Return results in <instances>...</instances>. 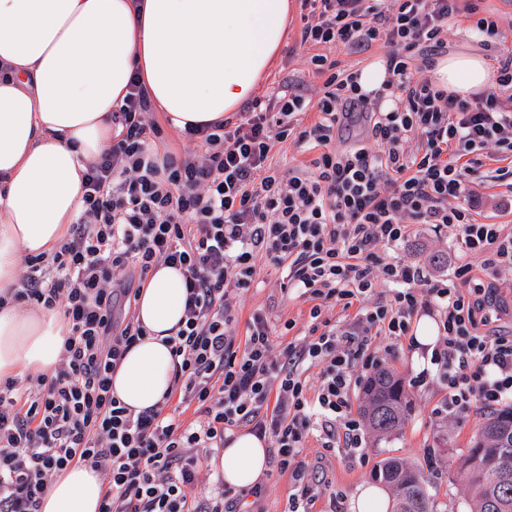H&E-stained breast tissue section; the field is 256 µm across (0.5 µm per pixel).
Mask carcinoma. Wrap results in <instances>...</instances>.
Segmentation results:
<instances>
[{
    "mask_svg": "<svg viewBox=\"0 0 512 512\" xmlns=\"http://www.w3.org/2000/svg\"><path fill=\"white\" fill-rule=\"evenodd\" d=\"M412 403L404 380L389 367H381L364 389L363 418L380 439L400 434ZM464 480L470 512H512V406L487 418L470 441L466 455L448 460ZM375 478L394 494L390 512H436L430 480L405 460L382 459Z\"/></svg>",
    "mask_w": 512,
    "mask_h": 512,
    "instance_id": "obj_1",
    "label": "carcinoma"
}]
</instances>
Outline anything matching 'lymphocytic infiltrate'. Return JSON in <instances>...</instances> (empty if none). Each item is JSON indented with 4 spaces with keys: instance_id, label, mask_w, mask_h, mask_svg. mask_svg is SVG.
I'll return each mask as SVG.
<instances>
[{
    "instance_id": "1",
    "label": "lymphocytic infiltrate",
    "mask_w": 512,
    "mask_h": 512,
    "mask_svg": "<svg viewBox=\"0 0 512 512\" xmlns=\"http://www.w3.org/2000/svg\"><path fill=\"white\" fill-rule=\"evenodd\" d=\"M301 7V41L318 49V98L283 82L237 119L185 125L192 149L177 154L159 150L164 131L132 79L112 112L110 151L83 173L84 206L66 239L25 257L12 299L60 311L65 338L54 377L0 382V512H39L46 483L79 464L104 468L99 512H224L223 497L195 490L204 461L241 428L269 440L276 469L294 480L288 512H306L312 487L297 459L310 423L324 447L365 458L352 412L355 360L373 337L407 336L426 297L440 313L430 362L448 391L443 411L512 401V336L491 326L493 283L471 275L512 271V226L478 222L471 207L478 155L512 159V57L466 98L431 76L455 15L467 12L486 47L500 36L497 20L473 0ZM377 41L389 48L381 93L360 92L356 72L323 53ZM291 135L316 155L283 172L270 158ZM417 224L455 232L467 261L454 278L428 281L418 264L392 256ZM261 259L312 302L313 333L278 355L264 312L251 314L245 340L235 334L230 295L251 288ZM160 265L182 271L185 318L169 339L167 396L136 412L113 395L112 375L147 334L136 305ZM383 283L391 295L371 301ZM329 301L356 308L354 322L323 329Z\"/></svg>"
}]
</instances>
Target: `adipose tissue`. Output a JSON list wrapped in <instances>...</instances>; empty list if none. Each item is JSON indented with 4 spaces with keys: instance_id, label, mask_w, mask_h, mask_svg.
I'll list each match as a JSON object with an SVG mask.
<instances>
[{
    "instance_id": "adipose-tissue-1",
    "label": "adipose tissue",
    "mask_w": 512,
    "mask_h": 512,
    "mask_svg": "<svg viewBox=\"0 0 512 512\" xmlns=\"http://www.w3.org/2000/svg\"><path fill=\"white\" fill-rule=\"evenodd\" d=\"M289 0H0V288L15 286L21 256L51 253L81 208L88 162L112 145V110L140 74L170 126L215 122L257 94L288 33ZM439 86L485 88L477 56L436 62ZM180 271L150 273L137 303L148 334L112 376L114 394L142 411L161 404L174 362L167 337L184 318ZM63 351L56 312L0 305V378L53 377ZM213 465L233 489L268 468L266 443L242 431ZM103 483L88 465L52 478L39 512H99Z\"/></svg>"
}]
</instances>
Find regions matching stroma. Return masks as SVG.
<instances>
[{"instance_id":"1","label":"stroma","mask_w":512,"mask_h":512,"mask_svg":"<svg viewBox=\"0 0 512 512\" xmlns=\"http://www.w3.org/2000/svg\"><path fill=\"white\" fill-rule=\"evenodd\" d=\"M293 5L288 24V39L281 50L270 76L262 84L261 93H268L283 81L302 80L307 84L309 95H317L322 80L311 73L309 48L300 45L298 35L302 26L300 0H291ZM480 7L484 15L494 17L502 37L497 52L484 50L470 30L467 13H459L451 19L448 29V51L452 54H472L483 57L487 66H495L497 55L512 53V0H482ZM496 162L487 160L479 167L482 182L478 183L475 216L483 222H498L512 225V187L506 181L493 177ZM439 252L447 255L448 263L443 267L431 265L429 257ZM394 256L424 266L428 278L453 277L455 269L465 263L466 258L453 234L438 231L430 224L416 225L412 237L393 251ZM280 270L262 267L252 287L235 294L232 309L236 315L237 336H244L250 315L257 310L267 314L270 334L275 351H282L288 342L303 338L309 328V310L312 306L307 298L294 291L282 288ZM296 326L290 333H283L286 320ZM432 348L420 345L414 336L395 340L378 336L365 348V355L377 358L381 364L390 366L403 378L406 390L413 402L410 417L402 433L390 440H381L367 435L366 460H352L344 453L323 448L317 429H310L300 461L308 468H317L320 482L307 505L308 512H349L348 502L356 487L372 482L378 462L388 456H397L419 468L432 481L431 492L436 500L438 512H468L466 492L451 471L445 468L435 448L436 432L440 425L448 427V453L456 457L468 448L469 441L484 421L483 414L474 413L456 420L437 415L446 391L436 380L431 368ZM262 493L252 498L241 512H286L288 496L293 481L290 472L269 469L261 481Z\"/></svg>"}]
</instances>
